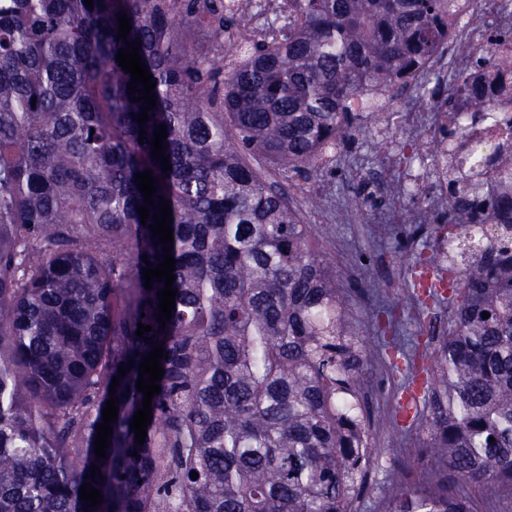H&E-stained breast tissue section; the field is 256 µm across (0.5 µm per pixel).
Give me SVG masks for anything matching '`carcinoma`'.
<instances>
[{
  "mask_svg": "<svg viewBox=\"0 0 512 512\" xmlns=\"http://www.w3.org/2000/svg\"><path fill=\"white\" fill-rule=\"evenodd\" d=\"M93 2L0 7V512H354L373 454L362 369L376 351L350 327L352 290L314 248V226L269 178L332 166L374 110L358 106L374 87L417 80L482 122L489 98L467 73L432 90L420 73L455 0H288L286 22L262 36L249 0ZM123 12L131 31L118 41ZM500 36L456 53L498 68ZM127 40L156 83L142 125L145 102L116 60ZM160 124L168 173L149 144ZM491 165L511 173L512 147ZM145 171L173 213L164 330L165 282L143 280L164 261L153 219L139 223ZM421 220L447 231L444 245L467 242L471 260L433 370L408 364L404 390L427 374L430 440L416 456L433 475L391 486L386 512H478L470 487L512 500V196L450 170L448 213L426 205ZM486 224L498 233L474 241ZM452 258L433 248L419 262L439 279ZM140 323L152 326L142 338ZM152 342L168 359L140 445L130 425ZM85 482L101 490L96 508L80 499Z\"/></svg>",
  "mask_w": 512,
  "mask_h": 512,
  "instance_id": "1",
  "label": "carcinoma"
}]
</instances>
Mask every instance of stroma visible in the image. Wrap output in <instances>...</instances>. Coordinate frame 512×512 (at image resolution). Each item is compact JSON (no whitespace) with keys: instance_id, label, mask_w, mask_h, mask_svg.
I'll use <instances>...</instances> for the list:
<instances>
[{"instance_id":"stroma-1","label":"stroma","mask_w":512,"mask_h":512,"mask_svg":"<svg viewBox=\"0 0 512 512\" xmlns=\"http://www.w3.org/2000/svg\"><path fill=\"white\" fill-rule=\"evenodd\" d=\"M388 147L375 125L368 123L356 132L350 158L337 162L335 172H318L306 180L284 173L272 177L303 214L315 215L317 242L324 259L335 268L339 283L355 291L350 313L354 330L361 345L376 352L363 375L365 405L370 413L368 428L375 454L363 492L354 504L356 512H384V498L393 484L428 478L427 471L414 463L412 455L414 441L427 438V428L413 429L396 439L390 436L389 422L402 394L403 382L402 374L396 373L395 368L406 365L409 356L423 350L425 323L448 318V303L440 295L428 300L422 310L411 311L408 271L416 254L406 251L397 255L393 247L399 238L411 234L414 227L402 224L387 236L375 237L374 215L378 207L389 202V189L352 178L355 169L376 168ZM356 193L366 197L365 207L352 214L348 223L332 222L329 209L346 206ZM382 276L392 277L395 286L378 297L374 294V280ZM393 307L410 310V317L393 323L386 333H379L375 326L377 311Z\"/></svg>"}]
</instances>
